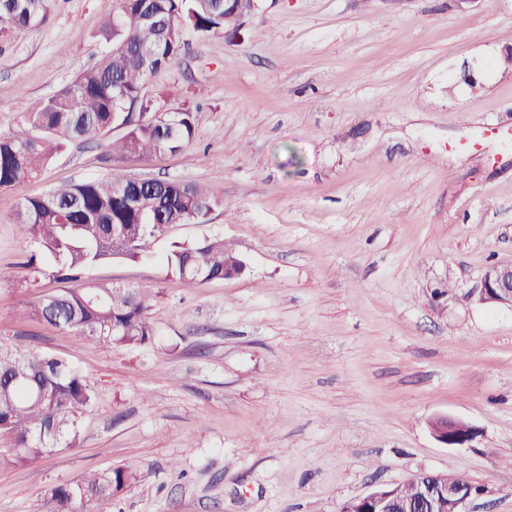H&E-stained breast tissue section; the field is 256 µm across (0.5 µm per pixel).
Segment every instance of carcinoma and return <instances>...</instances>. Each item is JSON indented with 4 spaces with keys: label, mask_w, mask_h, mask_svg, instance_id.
Wrapping results in <instances>:
<instances>
[{
    "label": "carcinoma",
    "mask_w": 512,
    "mask_h": 512,
    "mask_svg": "<svg viewBox=\"0 0 512 512\" xmlns=\"http://www.w3.org/2000/svg\"><path fill=\"white\" fill-rule=\"evenodd\" d=\"M54 0H0V41L17 29L48 20ZM237 19L216 0H122L100 37L112 44L66 86L0 132V191L35 178L73 141H95L110 155L175 153L195 135L190 107L162 110L148 93L149 76L168 67L187 46V34L222 33ZM122 133L111 136L112 130ZM220 202L200 183L109 173L61 184L28 198L17 214L30 262L44 261L64 282L114 258L150 257L153 242L173 224H205ZM241 259L224 240L203 237L174 244L167 269L190 286L224 279ZM152 291L103 283L62 288L31 311L41 320L96 342L136 348L155 336L149 318ZM91 383L79 371L46 355L0 347V432H14L15 446L0 453V466L32 461L71 447L79 421L94 404ZM136 479L115 468L91 473L50 490L54 512H112L114 500Z\"/></svg>",
    "instance_id": "carcinoma-1"
}]
</instances>
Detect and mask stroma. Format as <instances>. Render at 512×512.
I'll return each mask as SVG.
<instances>
[{
    "label": "stroma",
    "mask_w": 512,
    "mask_h": 512,
    "mask_svg": "<svg viewBox=\"0 0 512 512\" xmlns=\"http://www.w3.org/2000/svg\"><path fill=\"white\" fill-rule=\"evenodd\" d=\"M119 0H56L0 44V131L107 48ZM512 0H256L236 37L189 35L149 89L191 107L175 154L74 143L0 191V346L94 384L77 446L0 466V512L123 466L112 512H338L421 471L465 477L469 512H512V308L476 303L512 261ZM472 70L482 88L463 79ZM119 171L203 184L220 205L148 261L85 277L156 297L151 344L112 347L33 317L61 288L27 268L25 198ZM224 239L246 268L192 287L172 244ZM445 414L480 434L446 447Z\"/></svg>",
    "instance_id": "obj_1"
}]
</instances>
